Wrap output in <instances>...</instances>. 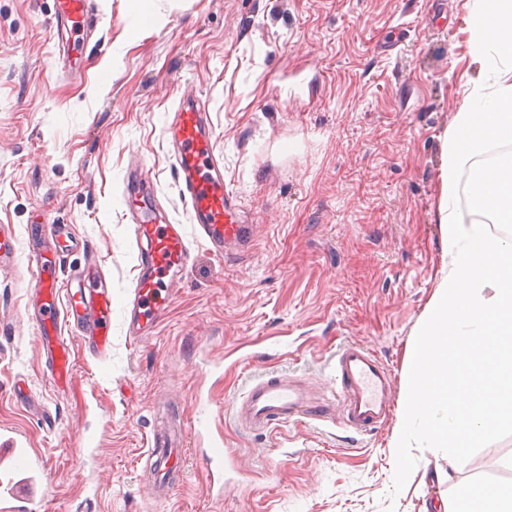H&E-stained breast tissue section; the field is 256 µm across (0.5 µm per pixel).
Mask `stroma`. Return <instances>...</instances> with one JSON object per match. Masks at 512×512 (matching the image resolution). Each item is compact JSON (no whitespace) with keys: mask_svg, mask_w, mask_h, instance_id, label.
Listing matches in <instances>:
<instances>
[{"mask_svg":"<svg viewBox=\"0 0 512 512\" xmlns=\"http://www.w3.org/2000/svg\"><path fill=\"white\" fill-rule=\"evenodd\" d=\"M77 70L52 39L56 0H0V225L19 240L0 271V429L43 466L32 512H435L460 486L512 481V437L465 463L432 449L393 493L398 413L365 434L341 409L264 434L234 405L257 378L334 392L336 354L357 344L403 394L407 350L442 275L436 216L441 137L477 75L470 0H94ZM200 97L249 249L195 241L165 124ZM140 194L184 225L191 260L152 333L132 338L126 304L141 250L125 204ZM68 235L60 278L99 266L112 285V350L75 349L54 390L28 317L29 254ZM185 430V479L148 494L140 458L159 412ZM237 468L223 497L195 454L198 425Z\"/></svg>","mask_w":512,"mask_h":512,"instance_id":"obj_1","label":"stroma"}]
</instances>
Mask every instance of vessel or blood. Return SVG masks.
<instances>
[{
	"label": "vessel or blood",
	"instance_id": "obj_1",
	"mask_svg": "<svg viewBox=\"0 0 512 512\" xmlns=\"http://www.w3.org/2000/svg\"><path fill=\"white\" fill-rule=\"evenodd\" d=\"M92 0H57V48L77 44L90 25ZM171 148L180 195L186 203L196 235L209 250L223 255L226 245L244 241L246 227L239 216L238 200L224 185L221 164L212 152L209 119L198 99L180 102L165 126ZM132 232L148 248L140 256L129 329L140 336L171 304L169 274L186 269L190 259L183 225L154 224L146 220L140 206L130 205ZM16 240L13 230L0 227V269L15 264ZM31 271L40 299L36 316L38 342L48 376L56 388L70 384L75 356L65 327L76 326L90 355L105 357L112 347V287L105 274L92 277H58L54 261L35 255ZM336 377L349 427L358 432L375 428L390 407L391 375L367 349L348 346L339 351ZM329 405L309 397L285 377H271L256 383L235 406L238 424L253 432L270 431L299 417H327ZM144 476L150 478L158 497L170 491L171 477L184 467L181 450L172 434L154 431L144 454ZM31 451L14 436L0 432V503L29 507L34 498L27 491L32 482Z\"/></svg>",
	"mask_w": 512,
	"mask_h": 512
}]
</instances>
